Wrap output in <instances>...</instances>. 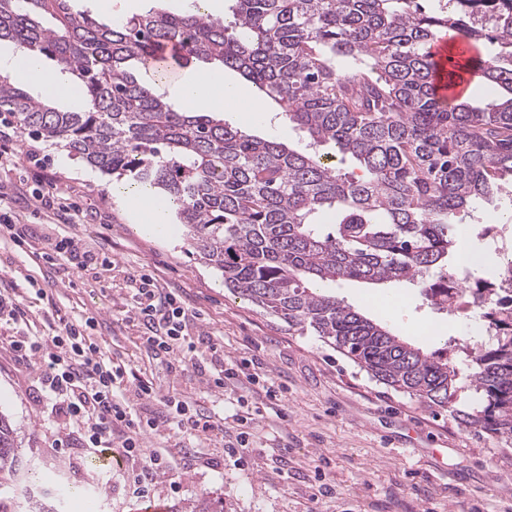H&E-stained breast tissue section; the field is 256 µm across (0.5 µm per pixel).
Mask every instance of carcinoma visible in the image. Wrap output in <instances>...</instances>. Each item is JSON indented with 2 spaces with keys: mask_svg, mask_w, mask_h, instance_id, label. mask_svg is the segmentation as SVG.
I'll list each match as a JSON object with an SVG mask.
<instances>
[{
  "mask_svg": "<svg viewBox=\"0 0 512 512\" xmlns=\"http://www.w3.org/2000/svg\"><path fill=\"white\" fill-rule=\"evenodd\" d=\"M226 23L149 9L110 25L72 0H0V40L56 63L85 98L81 112L0 80V113L116 180L153 190L224 286L298 331H312L372 379L448 409L461 371L319 290L344 281L408 282L439 311L455 309L448 257L480 205L512 213V0H233ZM448 35L474 50L448 58V82L476 72L485 105L438 93L431 46ZM495 51L483 56L480 46ZM165 45L238 72L310 140L306 151L249 135L216 112H186L129 71ZM333 144L360 173L323 161ZM485 292L490 336L455 344L485 405L462 424L512 444V294ZM23 455L0 414V512H64L69 495L20 484Z\"/></svg>",
  "mask_w": 512,
  "mask_h": 512,
  "instance_id": "1",
  "label": "carcinoma"
}]
</instances>
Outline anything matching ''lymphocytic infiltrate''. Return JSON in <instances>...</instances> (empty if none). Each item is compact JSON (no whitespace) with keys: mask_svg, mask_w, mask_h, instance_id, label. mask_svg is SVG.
Listing matches in <instances>:
<instances>
[{"mask_svg":"<svg viewBox=\"0 0 512 512\" xmlns=\"http://www.w3.org/2000/svg\"><path fill=\"white\" fill-rule=\"evenodd\" d=\"M139 293L147 304L141 310L143 343L154 353L174 354L185 338L187 314L176 297L159 292L142 280ZM12 348L25 360H36L53 407L80 430L89 450L105 452L120 444L126 454L140 450L145 436L174 427L191 438L211 436L219 426L211 416L177 402L161 414L140 417L114 393L122 373L79 328L65 324L56 336H17Z\"/></svg>","mask_w":512,"mask_h":512,"instance_id":"f902f5d3","label":"lymphocytic infiltrate"}]
</instances>
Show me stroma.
Segmentation results:
<instances>
[{
    "mask_svg": "<svg viewBox=\"0 0 512 512\" xmlns=\"http://www.w3.org/2000/svg\"><path fill=\"white\" fill-rule=\"evenodd\" d=\"M224 120L252 135L304 145L275 111L230 108ZM19 137L39 161L0 156V184L9 189L5 208L25 234L20 244L0 234V290H14L24 313L0 326V413L12 421L27 477L38 486H55L63 475L76 485L107 483L106 493L71 498L67 512H142L151 503L187 512L205 494L221 500L224 512H512V448L458 419L481 403L468 377L460 378L448 411L387 389L320 337L288 329L225 288L221 273L194 254L183 225L170 224L164 238L142 230L111 190V176L28 131ZM49 190L66 217L39 206L37 195ZM64 235L94 257L91 270L41 259L49 242ZM144 276L193 317L189 337L198 358L185 360L182 371H169L166 357L142 344L132 285ZM336 295L428 353L454 354L456 341L478 327L458 313L437 311L407 283L351 281ZM65 321L124 366L116 391L133 413H161L168 402L186 401L222 419L223 434L194 439L174 428L151 432L145 444L166 454L169 471L147 496L133 494L127 472L141 467V456L125 458L113 471L93 465L81 434L43 400L40 365L24 364L10 348L11 337L54 336ZM199 360L261 367L263 381L243 390L246 423L225 419L227 397L203 382ZM142 381L152 383L153 398H137ZM242 431L249 443L236 454L231 446Z\"/></svg>",
    "mask_w": 512,
    "mask_h": 512,
    "instance_id": "35a3bbf8",
    "label": "stroma"
}]
</instances>
